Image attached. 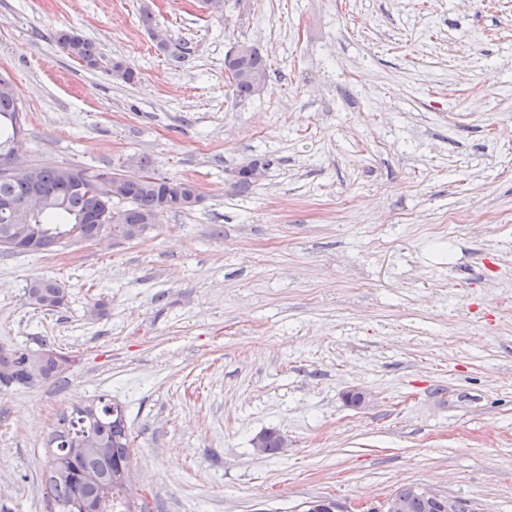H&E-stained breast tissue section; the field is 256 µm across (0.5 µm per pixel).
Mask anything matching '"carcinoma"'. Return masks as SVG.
<instances>
[{
    "label": "carcinoma",
    "mask_w": 512,
    "mask_h": 512,
    "mask_svg": "<svg viewBox=\"0 0 512 512\" xmlns=\"http://www.w3.org/2000/svg\"><path fill=\"white\" fill-rule=\"evenodd\" d=\"M55 39L69 55L83 61L86 67H98L101 53L89 39L71 30L56 32ZM244 66L249 72L248 76H233L234 91L239 98L254 96L270 77L268 59L255 45L252 46ZM21 132L19 94L12 88L9 79L0 76V156ZM95 177V173L67 166L33 165L31 175L21 177L6 176L0 171V199L8 198L21 203L37 186L53 192L51 202L28 217V223L33 228L26 235L24 244L14 248V251L50 253L61 246L60 237L63 233L75 232L88 238L94 236L103 224L109 225L116 234L125 235L134 228L146 229L161 211L184 212L196 206L191 201L194 190L191 183L145 176L142 180L125 186L122 201L126 203V207L116 210L112 201L97 194L93 182ZM15 224V214L0 211V245L15 236ZM25 295L30 305L47 311L63 306L66 298L61 284L48 277L33 279L27 285ZM52 352L54 348L47 345L39 351L38 373L33 379L26 373V351L23 349L9 352L0 350V365L13 366L18 385L28 387L55 375L58 364L50 357ZM52 436L64 442L70 439H87L109 449V456L104 459L94 455L76 458L71 463V469L78 475L96 472L111 476L122 468L128 469L132 466V440L124 408L102 397L90 403L84 416L79 413L62 415ZM55 467L56 459L52 458L49 462L47 487L56 506L61 507L78 499H94L93 486L82 484L77 479H56ZM394 494L408 501V512H436V506L430 500L409 487L400 488Z\"/></svg>",
    "instance_id": "cac0c4a2"
}]
</instances>
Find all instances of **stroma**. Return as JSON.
<instances>
[{"label":"stroma","mask_w":512,"mask_h":512,"mask_svg":"<svg viewBox=\"0 0 512 512\" xmlns=\"http://www.w3.org/2000/svg\"><path fill=\"white\" fill-rule=\"evenodd\" d=\"M68 28L134 82L67 55ZM237 42L270 64L243 100ZM0 75L27 164L202 197L114 247L0 251V348L73 360L0 386V512H57L48 437L100 396L152 512L377 508L402 485L512 512V0H0ZM37 277L65 306L28 304ZM269 428L286 454L255 452Z\"/></svg>","instance_id":"obj_1"}]
</instances>
